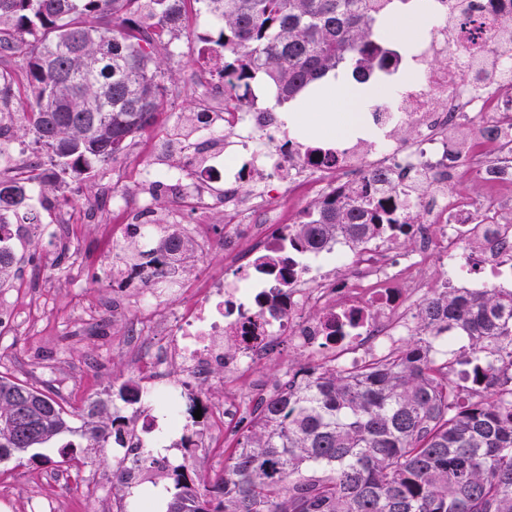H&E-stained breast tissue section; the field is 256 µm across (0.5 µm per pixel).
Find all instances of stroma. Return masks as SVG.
Instances as JSON below:
<instances>
[{
  "label": "stroma",
  "instance_id": "1",
  "mask_svg": "<svg viewBox=\"0 0 512 512\" xmlns=\"http://www.w3.org/2000/svg\"><path fill=\"white\" fill-rule=\"evenodd\" d=\"M217 30L212 16L202 11L191 14L189 26L174 41V53L162 57L161 69L178 85L180 94L165 100L155 124L136 137L131 147L140 158L147 159L164 153L166 144L161 135L178 126L184 114L198 107V80L201 76H215L205 44L206 37ZM125 157H117L107 165H94L88 174L74 178L64 176L65 196L51 190L37 189L31 204L41 214L42 228L36 229L25 247L18 249L21 260L17 278L12 284L21 301L45 292L53 306V319L38 336H30L12 327L0 328V373L36 386L53 384L51 372H32L29 359L37 355L53 362L68 358L73 372L75 389L64 398L68 406L81 408L103 393L123 384L138 383L141 361L122 353L105 351L106 340L120 342L130 319L121 312L109 324H89L82 309L88 302L117 289V282L103 274L106 252L110 247V233L98 222L85 218L82 202L92 199L103 211L111 212L113 225H121L120 214L112 213L111 199L118 195L142 196L151 209L160 211L176 202L177 190L169 186L139 189L132 175L126 174ZM69 205V224L80 236L84 264H76L71 255L58 250L45 228L54 224L60 201ZM202 424L190 426L174 456L194 457L191 479L200 486L213 485L224 468V461L232 451L235 431L225 426L224 439L214 448L199 450ZM59 443L44 448L43 458L8 461L0 464V485L11 491L10 498L0 499V512H26L32 489L53 498L55 512H90V503L83 489L88 475L104 479L105 491L118 505L133 512L141 496L125 485L111 482L110 476L118 463L111 448H77L71 464L59 462Z\"/></svg>",
  "mask_w": 512,
  "mask_h": 512
}]
</instances>
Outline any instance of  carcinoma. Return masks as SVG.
<instances>
[{
  "label": "carcinoma",
  "mask_w": 512,
  "mask_h": 512,
  "mask_svg": "<svg viewBox=\"0 0 512 512\" xmlns=\"http://www.w3.org/2000/svg\"><path fill=\"white\" fill-rule=\"evenodd\" d=\"M204 2L220 24L207 50L236 99L259 77L275 105L297 100L341 65L359 83L401 55L375 28L395 0H0V113L13 111L25 70L32 98L18 129L36 146L31 169L59 192L57 172L86 173L125 153L173 92L158 58ZM40 223L27 187L0 178L1 216ZM420 213L370 200L365 179L321 198L288 230V250L321 248L341 234L360 251L384 233L410 240ZM130 255L150 264L191 252L171 237ZM20 258L0 240V288ZM274 255L255 259L276 295L291 280ZM417 332L394 355L356 372L305 367L274 379L240 426L220 481L200 488L175 472L167 512H512V291L438 290L415 314ZM465 336L462 385L429 354L436 330ZM46 388L0 374V462L62 436L101 448L115 426L93 401L81 424Z\"/></svg>",
  "instance_id": "obj_1"
}]
</instances>
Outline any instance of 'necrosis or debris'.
Wrapping results in <instances>:
<instances>
[{"mask_svg": "<svg viewBox=\"0 0 512 512\" xmlns=\"http://www.w3.org/2000/svg\"><path fill=\"white\" fill-rule=\"evenodd\" d=\"M448 10L453 20L432 25L421 50L422 57L439 58L440 66L421 71L399 98L378 104L370 138L337 149V161L330 165L319 163L306 146L283 147L271 111L249 102L226 107L228 85L205 84L204 122L178 127L173 146L199 172L198 180L183 184L179 194L180 207L192 210L195 220L183 224L173 213L156 211L149 230L156 240L177 234L199 252L222 248L233 273L202 279L192 290L172 263L159 270L131 258L106 266L110 278H134L139 285L86 311V319L103 320L114 308L135 309L137 319L120 346L126 353L138 350L140 337L163 339L144 355L149 377L114 438L117 453L142 449L148 464L115 472V479L147 493L180 468L168 450L174 436L194 420L184 406L187 386L209 377L214 368H223L229 380H256L260 364L285 342L304 350L310 367L347 370L399 348L416 330L413 302L430 290L416 273L428 260L441 262L446 281L479 269L485 273L481 287L512 289V98L501 93L512 82V33L500 25L512 16V0L461 5L450 0ZM489 73L493 82L476 85L477 76ZM480 121L500 127L503 137L472 134ZM410 125L418 130L412 142L401 135ZM491 166L500 172L489 175L487 211L480 220L476 204L449 195L448 186ZM377 168L395 174L399 198L435 213L437 223L413 225L414 250L404 256L385 240L358 252L343 237L329 240L324 264L290 266L295 288L288 306L282 313L272 310L266 302L272 291L268 280L242 273L241 267L244 257L272 251L287 234L283 202L320 195L348 172ZM214 175L223 177V192L210 190ZM247 180L254 196L246 206L236 186ZM274 182L280 187L275 196L268 191ZM219 208L225 226L223 238L216 240L198 218ZM269 224L276 225V235L266 233ZM189 291L194 298L184 308L175 311L167 304V297ZM251 403V391L235 389L202 405L208 424L201 447L219 436L225 418Z\"/></svg>", "mask_w": 512, "mask_h": 512, "instance_id": "1", "label": "necrosis or debris"}]
</instances>
